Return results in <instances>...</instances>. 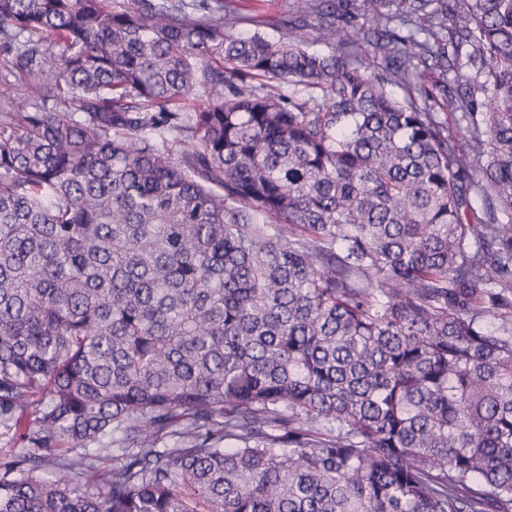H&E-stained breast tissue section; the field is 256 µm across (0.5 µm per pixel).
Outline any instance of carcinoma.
Segmentation results:
<instances>
[{
	"instance_id": "carcinoma-1",
	"label": "carcinoma",
	"mask_w": 512,
	"mask_h": 512,
	"mask_svg": "<svg viewBox=\"0 0 512 512\" xmlns=\"http://www.w3.org/2000/svg\"><path fill=\"white\" fill-rule=\"evenodd\" d=\"M139 2L0 0V512H512V0ZM292 1L224 0V14L235 22L227 31L242 36L259 32L269 40H281L285 34L282 22L292 16Z\"/></svg>"
}]
</instances>
